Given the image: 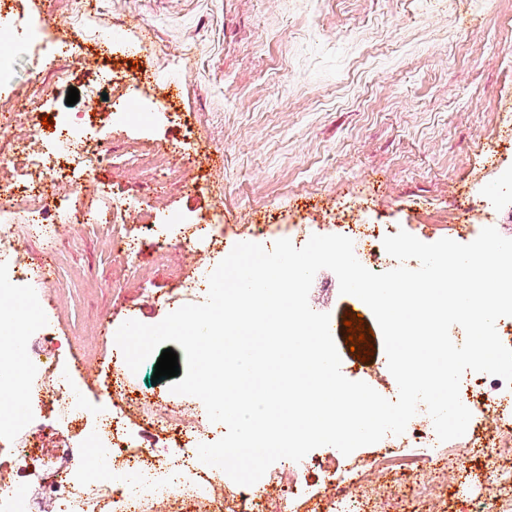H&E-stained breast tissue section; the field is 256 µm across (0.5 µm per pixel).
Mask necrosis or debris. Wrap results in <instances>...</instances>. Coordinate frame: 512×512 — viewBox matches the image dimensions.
<instances>
[{"label": "necrosis or debris", "mask_w": 512, "mask_h": 512, "mask_svg": "<svg viewBox=\"0 0 512 512\" xmlns=\"http://www.w3.org/2000/svg\"><path fill=\"white\" fill-rule=\"evenodd\" d=\"M83 137V130L72 127L58 145L63 155L72 159L74 174L92 182L103 160V149L101 144L84 142ZM21 151L36 172L16 183L0 181V301L18 294L34 301L45 297L46 280L29 261L22 242L27 238L54 242L57 215H64L69 224H96L106 209L119 217L130 213L126 200L103 192L83 210L66 196L58 205H49L44 189L59 180L58 170L39 152L35 141L25 142ZM17 191L27 200L28 221L24 224L15 221L13 194ZM26 336L37 337L49 347L56 341L44 323L27 313L15 316L9 332L0 336V371L22 369L24 381L17 384L15 395L25 407L23 415L0 416V439H11L23 449L35 447L40 439L35 421L44 408H55L75 420L84 413L82 403L72 394L61 356L50 353L43 359L23 358L19 340ZM469 385L461 398L467 401L472 419L488 424L483 447L500 451L511 448L512 407L495 406L507 389L506 383L501 377L474 372ZM141 409L143 430L175 432L170 450L155 453L135 437L112 433L110 420L104 418L97 429L80 437L78 447L65 448L68 468L58 466L51 456L38 457L57 512H151L154 504L162 502L176 512H253V499L237 490L225 493L223 470L202 469L196 462L194 451L210 424L204 405L189 407L174 395L162 402L144 401ZM335 474L333 512H362L371 489L356 494L350 491L362 480V466L341 465Z\"/></svg>", "instance_id": "1"}]
</instances>
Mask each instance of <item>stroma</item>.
Listing matches in <instances>:
<instances>
[{
  "label": "stroma",
  "mask_w": 512,
  "mask_h": 512,
  "mask_svg": "<svg viewBox=\"0 0 512 512\" xmlns=\"http://www.w3.org/2000/svg\"><path fill=\"white\" fill-rule=\"evenodd\" d=\"M91 32L73 37L75 0H9L0 26L12 29L16 70L0 81V123L14 112L59 113L101 140L109 154L161 146L184 170L131 180L110 162L98 189L132 199L152 225L128 218L124 235L143 277L123 275L112 260L108 224H61L59 242L32 240L33 262L50 260L45 319L65 359L84 422L120 414L131 434L141 419L134 399L161 400L169 380L153 381L155 359L129 373L126 387L108 378L115 334L135 319L156 324L177 309L186 276L211 271L240 242L272 247L299 225L330 234L335 218L380 224L433 243L467 244L452 217L454 194L489 192L512 172V135L500 115L512 113V0H92ZM179 65L164 69L168 56ZM101 73L113 102H163L166 113L129 126L87 98L67 105L69 87L84 89ZM136 80L111 83L114 72ZM223 212V248L198 239L164 248L173 218L196 223ZM309 304L337 321L361 316L375 351L357 359L344 337L335 345L341 371L368 374L379 392L396 389L384 338L371 309L339 292L320 270ZM464 436L431 449L407 448L369 477L387 504L366 512H430L419 484L438 488L444 512H472L488 497L490 473Z\"/></svg>",
  "instance_id": "1"
}]
</instances>
